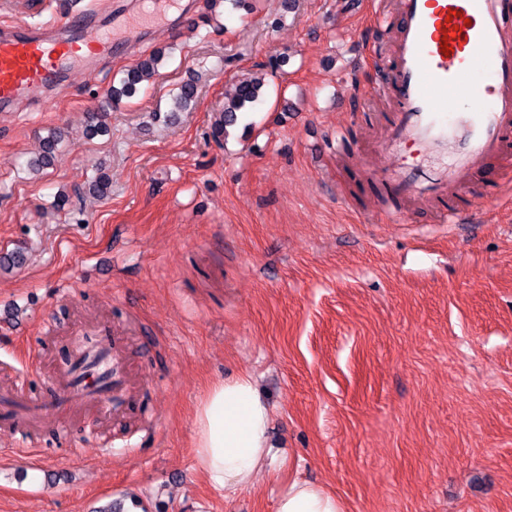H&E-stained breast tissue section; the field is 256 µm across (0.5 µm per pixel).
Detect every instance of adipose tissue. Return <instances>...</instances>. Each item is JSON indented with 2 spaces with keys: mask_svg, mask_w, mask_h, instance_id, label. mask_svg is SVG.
<instances>
[{
  "mask_svg": "<svg viewBox=\"0 0 512 512\" xmlns=\"http://www.w3.org/2000/svg\"><path fill=\"white\" fill-rule=\"evenodd\" d=\"M270 414L250 376L214 383L195 415V457L213 490L232 497L268 468ZM276 512H344L336 496L294 479L280 493Z\"/></svg>",
  "mask_w": 512,
  "mask_h": 512,
  "instance_id": "obj_1",
  "label": "adipose tissue"
}]
</instances>
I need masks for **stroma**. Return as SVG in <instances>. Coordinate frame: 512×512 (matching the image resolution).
Returning <instances> with one entry per match:
<instances>
[{"label": "stroma", "mask_w": 512, "mask_h": 512, "mask_svg": "<svg viewBox=\"0 0 512 512\" xmlns=\"http://www.w3.org/2000/svg\"><path fill=\"white\" fill-rule=\"evenodd\" d=\"M172 21L95 65L61 74L0 112V387L50 408L11 434L0 418V512H275L298 478L346 512H512V210L502 193H461L469 226L440 199L373 192L376 143L393 100L345 102L374 82L398 29L372 0H260ZM378 51H371V43ZM172 50L155 82L101 107L122 71ZM265 96L213 134L231 83ZM198 97L172 113L171 94ZM104 113L108 133L88 134ZM71 131L32 174L39 141ZM105 161L107 197L89 194ZM69 200L57 209L59 194ZM82 316L128 334L144 383L105 425L60 405L69 329ZM250 374L270 411L272 472L226 499L197 470L195 412L207 388Z\"/></svg>", "instance_id": "1"}]
</instances>
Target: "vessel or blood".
Listing matches in <instances>:
<instances>
[{
	"mask_svg": "<svg viewBox=\"0 0 512 512\" xmlns=\"http://www.w3.org/2000/svg\"><path fill=\"white\" fill-rule=\"evenodd\" d=\"M177 0H149L138 17L107 29L88 13L70 14L77 38L35 34L27 21L0 35V109L50 85L62 72L96 80L94 56L131 48L142 33L160 26ZM397 38L389 57L390 80L376 90L393 99L379 152L389 163L379 179L396 198L444 199L440 221L470 224L472 214L447 197L481 183L512 180L499 159L512 142V0H396ZM489 74L475 87L476 72ZM418 146L405 159L407 145ZM70 364L82 380L74 392L99 419L129 408L137 374L128 342L110 323L84 324Z\"/></svg>",
	"mask_w": 512,
	"mask_h": 512,
	"instance_id": "1",
	"label": "vessel or blood"
}]
</instances>
